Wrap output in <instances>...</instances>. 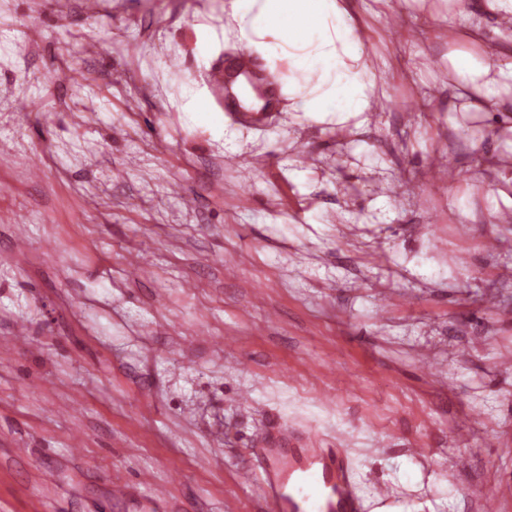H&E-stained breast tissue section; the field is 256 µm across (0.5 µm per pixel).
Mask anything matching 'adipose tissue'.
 <instances>
[{
  "label": "adipose tissue",
  "instance_id": "obj_1",
  "mask_svg": "<svg viewBox=\"0 0 512 512\" xmlns=\"http://www.w3.org/2000/svg\"><path fill=\"white\" fill-rule=\"evenodd\" d=\"M234 21L223 34L202 29L194 51L212 56L221 36L233 38L241 51L259 57L266 68L288 66L281 92L290 111L316 122H367L375 89L381 80L366 43L344 0H229ZM512 17V0H473L470 9L448 16L449 29L471 44L448 53V87L462 116L484 121L494 131L507 163L500 181L512 184V43L498 53L485 46L486 19L495 23ZM193 121L205 126L214 140L224 137V116L215 109L207 89L191 86L182 104Z\"/></svg>",
  "mask_w": 512,
  "mask_h": 512
}]
</instances>
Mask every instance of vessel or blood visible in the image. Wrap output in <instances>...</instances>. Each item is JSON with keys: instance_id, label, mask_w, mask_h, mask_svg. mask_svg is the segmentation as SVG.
Here are the masks:
<instances>
[{"instance_id": "1", "label": "vessel or blood", "mask_w": 512, "mask_h": 512, "mask_svg": "<svg viewBox=\"0 0 512 512\" xmlns=\"http://www.w3.org/2000/svg\"><path fill=\"white\" fill-rule=\"evenodd\" d=\"M240 75L253 87L260 107H253L233 92L234 79ZM209 80L215 91L223 93L225 111L247 123L263 120L274 82L256 68L250 56H237L229 71L214 66ZM259 454L265 462L261 483L269 512H306L308 497L294 478L298 471L309 473L318 487V512H365L344 449L320 448L310 438L296 439L279 428L268 433Z\"/></svg>"}]
</instances>
